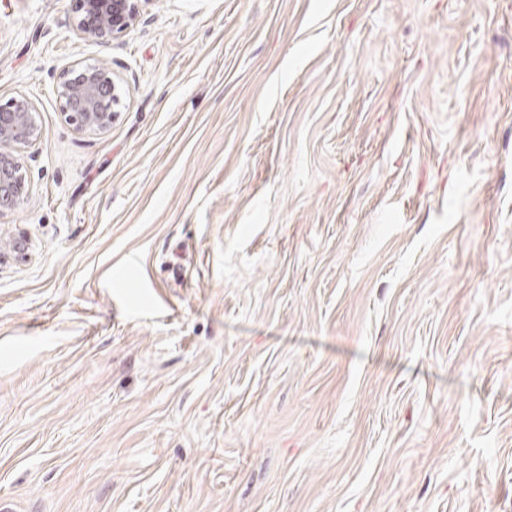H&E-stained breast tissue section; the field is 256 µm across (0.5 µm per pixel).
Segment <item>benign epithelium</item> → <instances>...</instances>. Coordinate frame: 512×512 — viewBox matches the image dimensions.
Instances as JSON below:
<instances>
[{
	"instance_id": "7a95c632",
	"label": "benign epithelium",
	"mask_w": 512,
	"mask_h": 512,
	"mask_svg": "<svg viewBox=\"0 0 512 512\" xmlns=\"http://www.w3.org/2000/svg\"><path fill=\"white\" fill-rule=\"evenodd\" d=\"M78 28L90 40L107 42L126 32L150 0H77ZM65 116L77 126L104 129L112 123L124 90L104 67L67 71L57 87ZM35 111L25 98L0 104V211L15 209L29 196V184L18 148L38 137Z\"/></svg>"
}]
</instances>
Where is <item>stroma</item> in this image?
Wrapping results in <instances>:
<instances>
[{
    "label": "stroma",
    "mask_w": 512,
    "mask_h": 512,
    "mask_svg": "<svg viewBox=\"0 0 512 512\" xmlns=\"http://www.w3.org/2000/svg\"><path fill=\"white\" fill-rule=\"evenodd\" d=\"M78 20L0 0V512H512V0ZM57 93L71 122L97 129L110 126L124 96L122 86L104 67H86L74 76L69 71L63 73ZM38 135L35 111L26 98L0 104V211L27 200L29 184L17 150Z\"/></svg>",
    "instance_id": "35a3bbf8"
}]
</instances>
